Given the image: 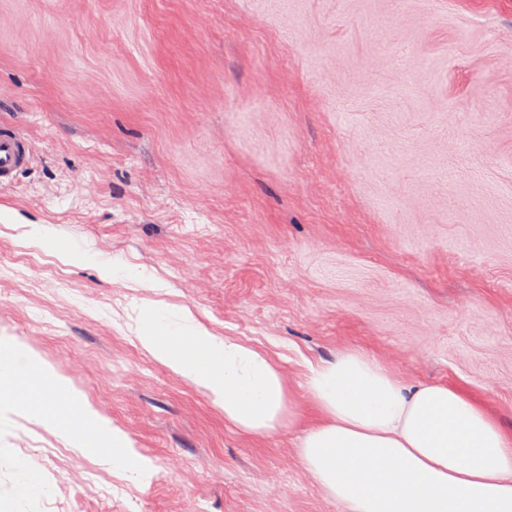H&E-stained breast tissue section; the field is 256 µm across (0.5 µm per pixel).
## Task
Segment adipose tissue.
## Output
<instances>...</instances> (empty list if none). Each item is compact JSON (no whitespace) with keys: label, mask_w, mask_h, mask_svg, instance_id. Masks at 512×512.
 Masks as SVG:
<instances>
[{"label":"adipose tissue","mask_w":512,"mask_h":512,"mask_svg":"<svg viewBox=\"0 0 512 512\" xmlns=\"http://www.w3.org/2000/svg\"><path fill=\"white\" fill-rule=\"evenodd\" d=\"M139 317L141 346L225 423L262 438L294 423L287 379L266 353L162 301ZM305 387L319 420L298 455L341 512H512V427L467 390L407 383L357 348L312 366Z\"/></svg>","instance_id":"1"}]
</instances>
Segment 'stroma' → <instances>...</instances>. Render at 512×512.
<instances>
[{
  "label": "stroma",
  "mask_w": 512,
  "mask_h": 512,
  "mask_svg": "<svg viewBox=\"0 0 512 512\" xmlns=\"http://www.w3.org/2000/svg\"><path fill=\"white\" fill-rule=\"evenodd\" d=\"M1 122L32 160L0 188V339L152 466L12 414L41 512H341L297 443L308 364L346 347L512 427V0H0ZM146 300L267 353L295 425L225 424L139 345ZM48 244L52 250L80 262L95 261L98 258L97 253L68 240H50Z\"/></svg>",
  "instance_id": "stroma-1"
}]
</instances>
